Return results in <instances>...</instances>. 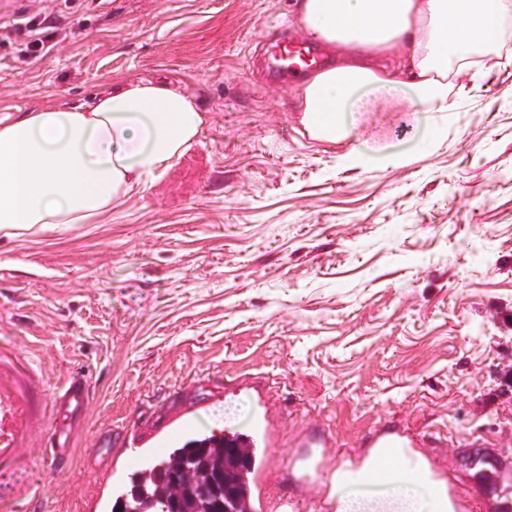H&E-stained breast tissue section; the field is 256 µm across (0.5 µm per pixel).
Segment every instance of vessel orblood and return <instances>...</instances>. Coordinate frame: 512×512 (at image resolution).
<instances>
[{"label":"vessel or blood","instance_id":"vessel-or-blood-1","mask_svg":"<svg viewBox=\"0 0 512 512\" xmlns=\"http://www.w3.org/2000/svg\"><path fill=\"white\" fill-rule=\"evenodd\" d=\"M267 53L268 75L271 81L294 79L312 67L323 65L326 54L321 44L303 38L296 40L281 37ZM92 397V385L81 373L71 374L53 392H45L32 384L25 373H16L12 381L0 377V466L16 464L21 460V450L32 440H39L49 471L54 475L67 474L71 468L72 450L67 444L68 435ZM57 417L56 423L45 421L46 413ZM179 430H170L144 453H132L126 460L127 467L140 468L165 449L174 447L180 438ZM310 449L295 456L292 474L306 486L315 485L320 462L319 449L328 447L325 437L309 442ZM367 453L344 468L342 477L353 483H369L384 479L391 468L401 469L415 481H432L436 472L427 466L425 455L417 450L418 442L408 425L402 421L380 424L362 442ZM470 455L484 468L486 480H494L503 470L502 460L488 452L479 439L470 443ZM473 512H512V497L497 498L484 493L471 497Z\"/></svg>","mask_w":512,"mask_h":512}]
</instances>
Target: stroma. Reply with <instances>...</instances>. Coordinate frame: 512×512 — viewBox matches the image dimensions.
<instances>
[{"label": "stroma", "instance_id": "35a3bbf8", "mask_svg": "<svg viewBox=\"0 0 512 512\" xmlns=\"http://www.w3.org/2000/svg\"><path fill=\"white\" fill-rule=\"evenodd\" d=\"M294 0H0V24L37 14L57 38L22 62L0 43V116L88 101L129 78L194 93L198 141L95 224L0 235V348L52 391L96 386L72 472L38 447L0 470V512L41 492L47 512H111L128 455L160 431L248 432L262 422L270 496L323 512L287 465L302 439L333 440L320 471L355 459L382 421L423 436L465 493L483 476L476 435L507 464L512 495V45L480 47L448 135L421 149L407 100L360 113L350 140L307 138L295 85L266 81L255 47L299 29ZM373 144L402 167H352ZM248 405L230 423L225 406Z\"/></svg>", "mask_w": 512, "mask_h": 512}]
</instances>
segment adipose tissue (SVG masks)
Segmentation results:
<instances>
[{
	"mask_svg": "<svg viewBox=\"0 0 512 512\" xmlns=\"http://www.w3.org/2000/svg\"><path fill=\"white\" fill-rule=\"evenodd\" d=\"M306 34L378 52L407 47L406 77L361 60L309 74L296 98L299 122L315 141L338 144L366 89L382 98L408 91L422 112L454 111L448 62L473 69L476 45L500 38L512 0H296ZM207 114L196 96L166 80L131 79L69 108L44 106L0 116V233L53 224H93L144 189L200 136ZM337 512H438L423 484L392 473L382 495L337 485Z\"/></svg>",
	"mask_w": 512,
	"mask_h": 512,
	"instance_id": "obj_1",
	"label": "adipose tissue"
}]
</instances>
